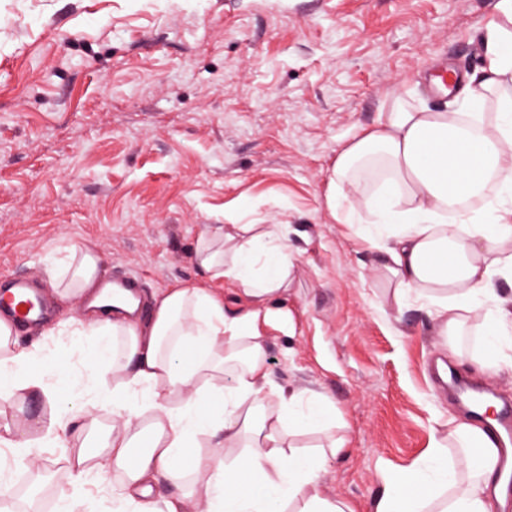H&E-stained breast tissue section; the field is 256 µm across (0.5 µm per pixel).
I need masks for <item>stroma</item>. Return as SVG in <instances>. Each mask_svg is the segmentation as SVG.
Segmentation results:
<instances>
[{"instance_id": "obj_1", "label": "stroma", "mask_w": 512, "mask_h": 512, "mask_svg": "<svg viewBox=\"0 0 512 512\" xmlns=\"http://www.w3.org/2000/svg\"><path fill=\"white\" fill-rule=\"evenodd\" d=\"M496 2L0 0V275L50 281L88 245L148 299L201 280V225H285L294 333L271 332L269 369L334 405L348 446L323 489L369 512L386 470L423 463L466 416L437 359L511 394L512 364L483 367L480 319L454 359L417 292L395 302L370 211L328 208L332 167L393 97L452 103L430 76L479 70ZM52 326L18 335L43 348L30 372L79 375L97 336ZM137 510L106 475L81 488L79 512Z\"/></svg>"}]
</instances>
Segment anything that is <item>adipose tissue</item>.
Instances as JSON below:
<instances>
[{
  "label": "adipose tissue",
  "mask_w": 512,
  "mask_h": 512,
  "mask_svg": "<svg viewBox=\"0 0 512 512\" xmlns=\"http://www.w3.org/2000/svg\"><path fill=\"white\" fill-rule=\"evenodd\" d=\"M496 8L485 27V65L467 77L462 110L433 112L394 97L384 122L338 153L328 196L339 215L357 176L380 165L382 186L368 205L381 231L366 240L395 300L411 290L430 300L452 350L468 315H479L492 367L512 348V312L494 302L497 280H512V0ZM473 198L484 200L483 211L463 208ZM281 237L278 224L204 225L196 264L207 279L234 283L246 306L228 310L223 298L190 284L155 296L145 321L121 303L101 317L100 258L91 247L71 248L52 277L51 297L61 308H81L77 334L98 333L105 342L87 375L102 390L98 407H71L64 420L60 390L25 371L40 346H21L11 320L0 317V446L22 460L38 443L60 449L61 512H76L77 492L94 472L115 474L120 497L140 512H156L158 476L178 482L188 473L204 512H285L288 504L292 512H354L320 482L346 440L332 438L312 454L292 445L302 430L335 426V407L320 394L286 391L269 373L268 330L294 331L280 300L293 268ZM31 399L48 404L49 416L21 418L4 407ZM101 408L111 412L110 424L99 421ZM448 439L462 450L457 459L435 447L430 473L387 472L371 512H428L434 502L438 512H496L493 440L464 422L449 428ZM230 448L239 456L228 458Z\"/></svg>",
  "instance_id": "adipose-tissue-1"
}]
</instances>
